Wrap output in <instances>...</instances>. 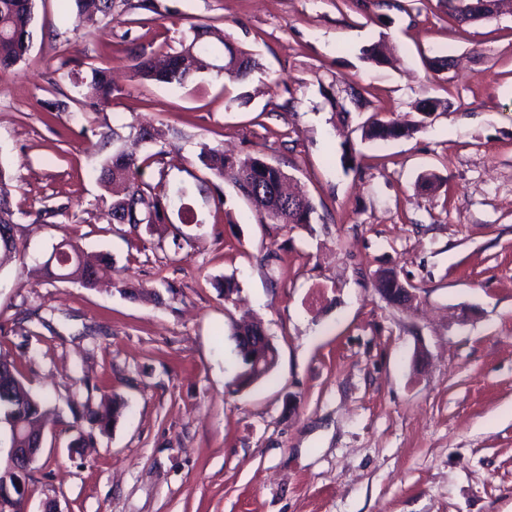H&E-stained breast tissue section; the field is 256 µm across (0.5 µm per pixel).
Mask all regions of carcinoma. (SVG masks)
<instances>
[{
    "label": "carcinoma",
    "instance_id": "obj_1",
    "mask_svg": "<svg viewBox=\"0 0 512 512\" xmlns=\"http://www.w3.org/2000/svg\"><path fill=\"white\" fill-rule=\"evenodd\" d=\"M499 0H470L482 20L495 18ZM79 15L94 27L112 16L113 0H75ZM34 0H0V62H22L30 48ZM194 35L187 38L181 49L162 59L135 56L132 69L142 80L183 86L197 74L219 69L231 82H243L258 67L253 54L230 41L222 31L206 24L191 26ZM219 42L224 47L225 63L238 59L236 69H226L213 63L211 45ZM88 96L99 105H106L112 97L110 71L94 69L88 83ZM418 126H404L396 120L377 114L362 127L368 139H397L410 137ZM202 165L221 180L224 173L233 174L234 186L252 206L256 216L274 224L304 225L312 221L315 207L310 199L293 193H283L286 173L259 154L244 157L230 156L219 148L204 146L198 155ZM153 156L140 158L125 151L106 156L101 164L99 184L112 193L107 215L114 224H127L136 229L145 225L149 233L167 220L172 197L166 186L159 182L145 192L142 188V169L149 166ZM110 263L104 253L92 254L71 240H62L53 247L42 269L45 276L63 282H74L84 288L96 285L97 269ZM277 350L273 343L266 344L260 369L245 376L244 382L253 383L264 378L276 365ZM47 399L33 392L22 380L15 362L0 354V425L8 429L9 447L28 448L31 437L49 413ZM124 403L112 397L101 410H87L91 430L81 434L84 442L93 440V430L103 433L123 414Z\"/></svg>",
    "mask_w": 512,
    "mask_h": 512
}]
</instances>
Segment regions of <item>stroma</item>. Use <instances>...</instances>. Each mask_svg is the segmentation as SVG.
<instances>
[{
	"instance_id": "1",
	"label": "stroma",
	"mask_w": 512,
	"mask_h": 512,
	"mask_svg": "<svg viewBox=\"0 0 512 512\" xmlns=\"http://www.w3.org/2000/svg\"><path fill=\"white\" fill-rule=\"evenodd\" d=\"M140 3L114 0L89 28L74 0H35L30 50L0 72L21 247L0 267V350L54 411L24 512H512V12L461 26L444 0ZM199 23L253 53L248 81L134 76L133 55L177 50ZM377 41L390 64L364 59ZM97 67L115 91L94 109ZM348 86L366 102L341 123L324 95ZM428 98L447 110L423 118ZM378 112L419 130L364 138ZM205 144L279 165L311 224L259 222L200 163ZM117 150L158 154L143 182L187 187L196 222L109 223L98 175ZM44 208L55 217L34 222ZM65 237L110 255L96 288L44 276ZM387 270L412 307L377 292ZM245 317L278 361L240 389ZM112 394L123 416L79 446L71 402Z\"/></svg>"
}]
</instances>
